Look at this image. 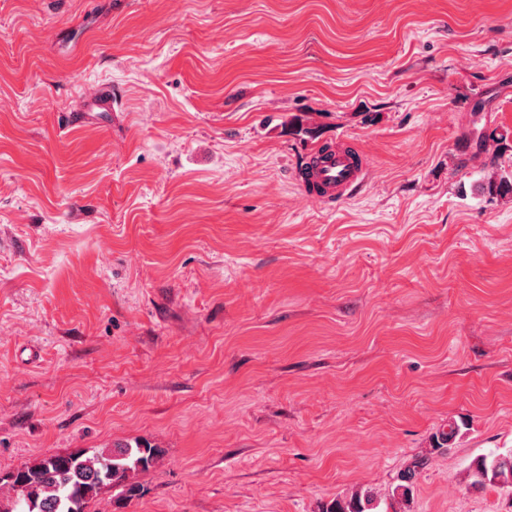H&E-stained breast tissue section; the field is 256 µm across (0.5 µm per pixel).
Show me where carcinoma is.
<instances>
[{
  "label": "carcinoma",
  "mask_w": 512,
  "mask_h": 512,
  "mask_svg": "<svg viewBox=\"0 0 512 512\" xmlns=\"http://www.w3.org/2000/svg\"><path fill=\"white\" fill-rule=\"evenodd\" d=\"M160 457V449L144 442L133 448H103L91 454L78 450L35 459L0 477V512H86L88 501L113 481L120 484V495L134 497L141 493L136 476ZM428 462L427 456L417 457L399 473L388 496V512H410L417 477ZM472 477L475 487L511 484L512 452L476 459ZM378 506L374 491L360 489L326 503L321 512H376Z\"/></svg>",
  "instance_id": "cac0c4a2"
}]
</instances>
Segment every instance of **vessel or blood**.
<instances>
[{
    "instance_id": "vessel-or-blood-1",
    "label": "vessel or blood",
    "mask_w": 512,
    "mask_h": 512,
    "mask_svg": "<svg viewBox=\"0 0 512 512\" xmlns=\"http://www.w3.org/2000/svg\"><path fill=\"white\" fill-rule=\"evenodd\" d=\"M371 166L368 157L354 145L337 143L326 150H313L295 178L306 197L342 203L354 197L368 183Z\"/></svg>"
}]
</instances>
